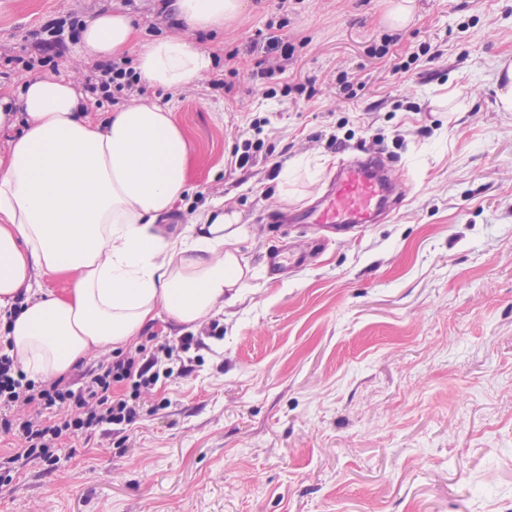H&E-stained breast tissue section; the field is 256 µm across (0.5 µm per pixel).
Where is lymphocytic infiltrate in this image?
I'll use <instances>...</instances> for the list:
<instances>
[{
    "mask_svg": "<svg viewBox=\"0 0 512 512\" xmlns=\"http://www.w3.org/2000/svg\"><path fill=\"white\" fill-rule=\"evenodd\" d=\"M89 88L115 100L143 90L139 74L127 60L94 64ZM4 343L0 336V438L15 439L17 449L0 464V485L11 482L13 472L33 460L51 462L55 449L74 438L92 437L106 426L129 425L146 404L144 392L160 377L188 376L193 365L187 354L202 345L198 337L182 336L159 344L149 354L137 348L98 362L73 380L35 381L27 378ZM116 383L126 384L128 393L113 396ZM33 405L39 407V414L16 417V409ZM61 407L70 410V417L57 421L46 417V410Z\"/></svg>",
    "mask_w": 512,
    "mask_h": 512,
    "instance_id": "obj_1",
    "label": "lymphocytic infiltrate"
}]
</instances>
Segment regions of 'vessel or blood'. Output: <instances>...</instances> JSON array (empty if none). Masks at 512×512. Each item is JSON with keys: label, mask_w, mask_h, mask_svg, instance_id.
I'll return each mask as SVG.
<instances>
[{"label": "vessel or blood", "mask_w": 512, "mask_h": 512, "mask_svg": "<svg viewBox=\"0 0 512 512\" xmlns=\"http://www.w3.org/2000/svg\"><path fill=\"white\" fill-rule=\"evenodd\" d=\"M401 199V183L387 159L379 155L357 156L337 163L325 192L312 204L292 214V222L318 224L337 234H346L369 224H378ZM304 254L288 256L282 246L266 254L274 272L303 265Z\"/></svg>", "instance_id": "b4317fda"}]
</instances>
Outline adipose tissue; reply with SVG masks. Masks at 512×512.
Returning <instances> with one entry per match:
<instances>
[{
	"mask_svg": "<svg viewBox=\"0 0 512 512\" xmlns=\"http://www.w3.org/2000/svg\"><path fill=\"white\" fill-rule=\"evenodd\" d=\"M244 0H171L191 29H217ZM88 56L136 51V71L171 94L213 67L210 53L181 37L134 48L126 15L106 12L81 29ZM19 113L0 109V128L19 127L0 158V318L10 353L32 378L60 377L90 351L117 350L159 314L191 327L236 295L248 267L236 214L207 210L168 233L162 217L190 190L188 143L169 106L149 99L92 121L73 83L26 80ZM73 274L59 297L40 279ZM24 304H17L18 294Z\"/></svg>",
	"mask_w": 512,
	"mask_h": 512,
	"instance_id": "obj_1",
	"label": "adipose tissue"
}]
</instances>
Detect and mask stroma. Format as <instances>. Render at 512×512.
<instances>
[{"label": "stroma", "mask_w": 512, "mask_h": 512, "mask_svg": "<svg viewBox=\"0 0 512 512\" xmlns=\"http://www.w3.org/2000/svg\"><path fill=\"white\" fill-rule=\"evenodd\" d=\"M245 3L203 30L161 0H0V97L32 74L83 86L76 40L54 68L23 67L55 18L122 12L136 46L180 36L212 54L210 77L171 100L192 192L167 226L223 203L249 230L250 268L235 303L193 328L204 345L190 375L160 380L120 433L27 464L0 487V512H512V112L496 109L512 0H414L404 28L387 22L389 0ZM269 33L294 45L290 60ZM426 45L438 57L419 55ZM310 80L314 97L296 93ZM256 117L274 161L236 169ZM362 151L391 160L403 204L271 275L272 245L318 234L280 236L274 217ZM297 157L280 196L273 164Z\"/></svg>", "instance_id": "35a3bbf8"}]
</instances>
